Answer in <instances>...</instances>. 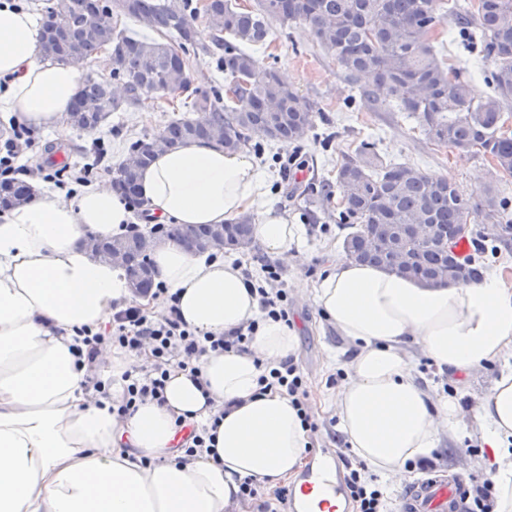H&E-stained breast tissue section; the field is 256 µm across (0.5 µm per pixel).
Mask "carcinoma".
<instances>
[{
  "label": "carcinoma",
  "instance_id": "carcinoma-1",
  "mask_svg": "<svg viewBox=\"0 0 512 512\" xmlns=\"http://www.w3.org/2000/svg\"><path fill=\"white\" fill-rule=\"evenodd\" d=\"M59 2L70 39L60 41L43 29L42 57L73 65L103 49L112 56L110 77L85 75L70 109L73 126L99 127L144 97L170 102L186 93L190 98L183 102L189 115L135 142L113 172L112 187L140 207L139 173L159 151L199 139L216 140L227 152L252 137L288 146L315 128L316 112L253 55L267 44L274 20L307 24L370 111L405 112L431 141L481 155L502 176L512 177V131L505 118L512 110V0H256L253 7L234 0ZM116 15L145 22L158 37L117 28ZM446 17L480 46L473 61L491 62L484 76L490 93L483 98L474 97L462 76L467 67L449 56L445 43L453 40L436 37ZM216 50L223 51L222 96L191 89L190 54L212 56ZM364 75L373 76V83L360 82ZM114 80L122 85L120 97L112 89ZM335 190L339 223L353 226L344 239L352 260L435 286L456 282L459 266L466 268L469 282L483 276L484 236L474 237L475 255L462 258L455 252L459 239L448 240L456 225L481 216L512 229V209L492 187L464 200L447 177L388 161L365 140L337 168L336 181L324 187L328 198ZM31 194L25 182L0 181V208L22 204ZM412 224L431 225L433 238H415ZM167 234L192 253L237 250L253 243V224L242 216L218 226L180 225ZM152 244V232H136L101 242L99 256L110 261L112 249H120L132 293L147 294L154 287L147 259Z\"/></svg>",
  "mask_w": 512,
  "mask_h": 512
}]
</instances>
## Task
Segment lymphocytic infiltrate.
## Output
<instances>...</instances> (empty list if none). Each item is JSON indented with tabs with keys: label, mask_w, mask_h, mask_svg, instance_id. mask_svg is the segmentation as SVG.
Returning a JSON list of instances; mask_svg holds the SVG:
<instances>
[{
	"label": "lymphocytic infiltrate",
	"mask_w": 512,
	"mask_h": 512,
	"mask_svg": "<svg viewBox=\"0 0 512 512\" xmlns=\"http://www.w3.org/2000/svg\"><path fill=\"white\" fill-rule=\"evenodd\" d=\"M250 290L256 293L265 317L288 321V291L278 266H266L263 283L251 284ZM154 294L165 301L167 314L158 317L131 305L113 313L103 331L84 339L85 357L91 363L97 360L105 344L127 353L137 354L145 347L150 350L147 366L124 372L121 376L124 402L117 409L121 416L148 400L164 402V387L170 366H177L193 375L198 374L200 360L207 352L246 351L259 327L258 321L254 320L228 336H203L183 321L177 306V294L161 285L157 286ZM259 382L263 389L275 388L285 392L297 407L305 427L310 432H317L318 424L312 418L308 406L306 381L293 361L282 362L279 367L260 376ZM346 484L354 512H388L390 499L387 493L373 479L365 477L361 470H350Z\"/></svg>",
	"instance_id": "f902f5d3"
}]
</instances>
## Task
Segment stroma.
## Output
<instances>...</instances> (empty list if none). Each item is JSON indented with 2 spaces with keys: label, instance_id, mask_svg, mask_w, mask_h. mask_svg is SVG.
Returning <instances> with one entry per match:
<instances>
[{
  "label": "stroma",
  "instance_id": "35a3bbf8",
  "mask_svg": "<svg viewBox=\"0 0 512 512\" xmlns=\"http://www.w3.org/2000/svg\"><path fill=\"white\" fill-rule=\"evenodd\" d=\"M272 41L257 51L260 64L277 71L317 112L316 128L300 143L280 146L261 139H250L246 150L261 166L272 172V190L281 209L300 224L305 249L293 262L283 264L288 288V311L299 335L296 363L306 377L312 414L320 429L311 436V448H329L341 462H356L348 442L337 441L329 422L336 416L334 400L344 378V363L354 348L338 334L317 308L308 288L319 278L330 254L342 249L347 225L338 221L336 200L322 197V182L335 178L336 167L364 140L376 142L382 155L426 172L443 175L454 183L459 195L478 194L488 178L490 166L484 157L460 153L430 141L415 119L403 112H371L364 105L347 111L352 95L334 55L322 48L311 29L302 22H272ZM177 115L167 102L150 97L125 112H117L94 132L74 130L68 142L59 144L61 160L71 168L94 164V151L104 148L112 166L118 165L130 144L158 135ZM492 362L474 372L466 385L455 386L429 360L416 362L421 383L431 393L457 394L463 411H471L487 394L500 371ZM479 439L467 436L458 441L442 440L426 468H411L387 484L393 507H400L411 484L428 479H462L464 484L484 481L491 464L472 455Z\"/></svg>",
  "mask_w": 512,
  "mask_h": 512
}]
</instances>
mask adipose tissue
I'll return each instance as SVG.
<instances>
[{"label": "adipose tissue", "mask_w": 512, "mask_h": 512, "mask_svg": "<svg viewBox=\"0 0 512 512\" xmlns=\"http://www.w3.org/2000/svg\"><path fill=\"white\" fill-rule=\"evenodd\" d=\"M44 23L0 0V112L68 140L70 105L84 71L42 61ZM271 175L246 151L195 140L157 153L139 187L152 220L221 224L253 217L254 237L288 260L301 246L270 196ZM119 191L89 184L73 198L44 190L0 212V512H237L245 479L269 485L294 476L307 430L288 396L261 391L259 377L296 355V328L261 319L242 266L187 252L173 237L152 252L154 278L177 292L184 322L201 334L259 328L244 352H210L198 376L170 367L164 403L117 419L121 375L78 362L83 330H97L132 297L125 269L96 257L88 239L125 231ZM313 299L357 353L336 398L341 429L371 470L394 474L431 457L442 436L475 422L496 468L495 512H512V367L464 419L457 397H433L408 354L466 378L512 356V287L495 273L431 287L335 254ZM104 381L98 389L96 381ZM216 427L214 454H186L179 428Z\"/></svg>", "instance_id": "1"}]
</instances>
